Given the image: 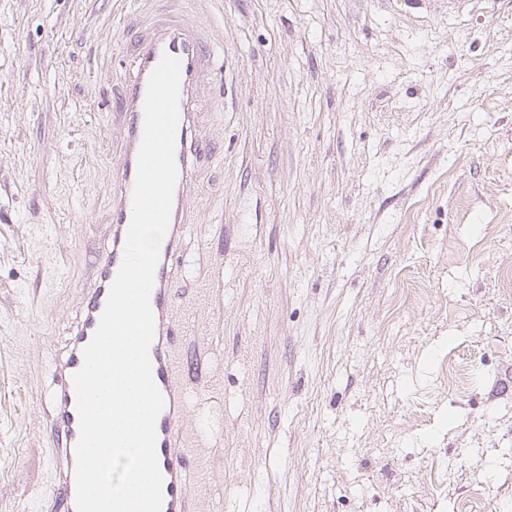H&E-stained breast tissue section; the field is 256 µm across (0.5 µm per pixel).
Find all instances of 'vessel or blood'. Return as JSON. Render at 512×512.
I'll list each match as a JSON object with an SVG mask.
<instances>
[{
    "mask_svg": "<svg viewBox=\"0 0 512 512\" xmlns=\"http://www.w3.org/2000/svg\"><path fill=\"white\" fill-rule=\"evenodd\" d=\"M182 2L159 0V7L146 26L128 31V52L134 76L121 85L112 112V124L121 138V153L111 185L112 244L103 254L95 280L82 298L79 321L63 353L52 362L54 387L50 393L49 423L54 433L51 442L55 463L53 489L59 512H77L76 447L80 428L72 376L83 365V351L98 326L111 283L123 260L132 215L137 153L143 134L147 81L165 54L178 58L181 63L175 148L178 176L150 296L155 326L149 356L154 380L164 397V408L156 422V451L163 474L162 512H195L187 471L197 450L182 444L179 427L187 393L185 378L191 365L178 342L180 322L175 313L173 273L179 242L190 221L194 174L207 158L208 137L199 128V109L211 93L224 36L216 31L203 35L200 17L184 10Z\"/></svg>",
    "mask_w": 512,
    "mask_h": 512,
    "instance_id": "vessel-or-blood-1",
    "label": "vessel or blood"
}]
</instances>
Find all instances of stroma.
I'll return each mask as SVG.
<instances>
[{"label":"stroma","mask_w":512,"mask_h":512,"mask_svg":"<svg viewBox=\"0 0 512 512\" xmlns=\"http://www.w3.org/2000/svg\"><path fill=\"white\" fill-rule=\"evenodd\" d=\"M224 28L175 274L201 512H512V0H185ZM145 0H0V512L110 243Z\"/></svg>","instance_id":"obj_1"}]
</instances>
